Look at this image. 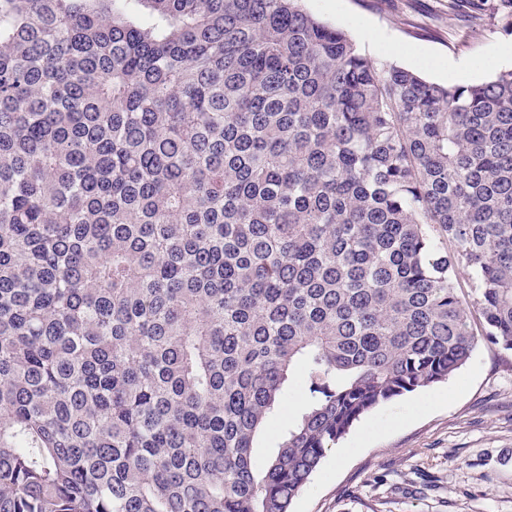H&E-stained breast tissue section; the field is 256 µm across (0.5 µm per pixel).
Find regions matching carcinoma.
Instances as JSON below:
<instances>
[{
    "label": "carcinoma",
    "mask_w": 512,
    "mask_h": 512,
    "mask_svg": "<svg viewBox=\"0 0 512 512\" xmlns=\"http://www.w3.org/2000/svg\"><path fill=\"white\" fill-rule=\"evenodd\" d=\"M480 336L512 68L429 82L301 0H0V512H290ZM288 401L297 402L293 410L290 406L288 408ZM306 403V394L301 387L298 385H288L281 397L280 409L283 407L288 408L282 411V418L288 420L289 423H292L303 412ZM280 409L272 417L267 432L258 440L256 445L257 448H254V457L259 465H262L265 462L267 454L271 448H274L281 429L285 425V421L281 419ZM288 413L290 414L288 415Z\"/></svg>",
    "instance_id": "obj_1"
}]
</instances>
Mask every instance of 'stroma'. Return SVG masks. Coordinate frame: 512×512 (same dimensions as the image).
Wrapping results in <instances>:
<instances>
[{
	"label": "stroma",
	"instance_id": "obj_1",
	"mask_svg": "<svg viewBox=\"0 0 512 512\" xmlns=\"http://www.w3.org/2000/svg\"><path fill=\"white\" fill-rule=\"evenodd\" d=\"M365 56L440 84L512 67V0H303ZM291 512H512V352L479 341L447 381L364 415Z\"/></svg>",
	"mask_w": 512,
	"mask_h": 512
}]
</instances>
